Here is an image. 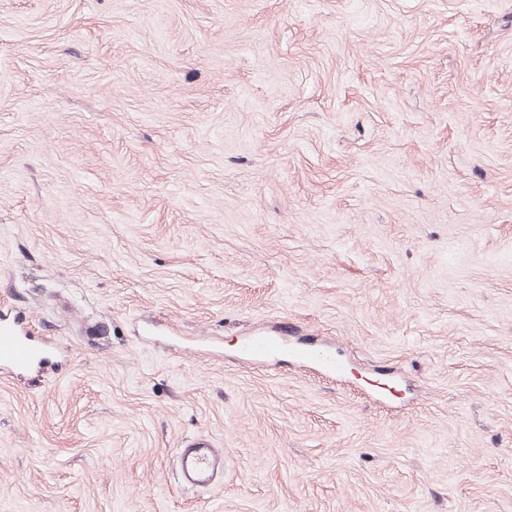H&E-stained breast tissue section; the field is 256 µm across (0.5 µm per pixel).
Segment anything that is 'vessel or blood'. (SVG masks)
Here are the masks:
<instances>
[{
	"mask_svg": "<svg viewBox=\"0 0 512 512\" xmlns=\"http://www.w3.org/2000/svg\"><path fill=\"white\" fill-rule=\"evenodd\" d=\"M53 347L39 339L11 314H0V373H21L49 364ZM223 466L222 452L205 438L196 439L178 451V467L184 485L206 489L214 485Z\"/></svg>",
	"mask_w": 512,
	"mask_h": 512,
	"instance_id": "obj_1",
	"label": "vessel or blood"
}]
</instances>
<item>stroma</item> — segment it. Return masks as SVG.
I'll return each mask as SVG.
<instances>
[{
	"instance_id": "obj_1",
	"label": "stroma",
	"mask_w": 512,
	"mask_h": 512,
	"mask_svg": "<svg viewBox=\"0 0 512 512\" xmlns=\"http://www.w3.org/2000/svg\"><path fill=\"white\" fill-rule=\"evenodd\" d=\"M0 310V512H512V0H0ZM54 348L11 314H0V373H21L52 362ZM293 354L298 360L318 364L327 371H336L338 367V363L332 355L318 349H300L294 351ZM223 466V454L206 438H198L178 448V467L184 485L208 489Z\"/></svg>"
}]
</instances>
